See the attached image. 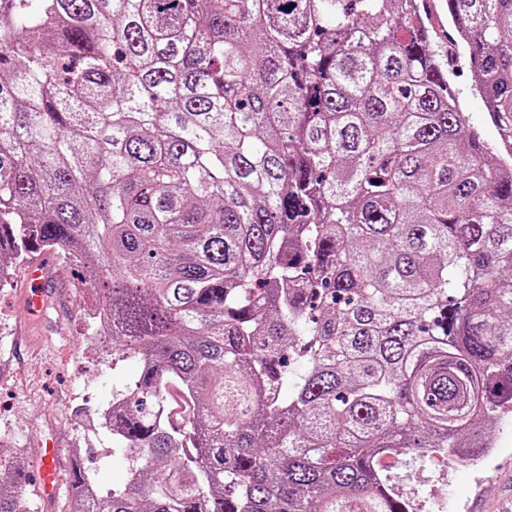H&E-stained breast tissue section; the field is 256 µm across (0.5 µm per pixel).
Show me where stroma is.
I'll list each match as a JSON object with an SVG mask.
<instances>
[{
    "instance_id": "35a3bbf8",
    "label": "stroma",
    "mask_w": 512,
    "mask_h": 512,
    "mask_svg": "<svg viewBox=\"0 0 512 512\" xmlns=\"http://www.w3.org/2000/svg\"><path fill=\"white\" fill-rule=\"evenodd\" d=\"M435 39L448 54L450 81L463 111L495 156L506 155L504 137L472 93L466 59L449 32H436ZM33 264L46 273L47 301L44 313L30 317L27 298L34 285L27 270ZM78 272L63 255L45 251L15 265L12 277L0 286V438L22 450L20 465L29 478L24 493L34 512H62L75 453H91L100 490L123 484L127 476L126 459L105 454L112 436L96 413L111 403L115 389L136 377L138 365L133 360L113 363L111 354L91 345L84 314L93 297L76 287ZM491 441L495 450L487 484L475 467L456 465L442 455L418 457L400 486L415 512H430L431 502L443 497L447 512H498L512 495V415L503 416ZM48 444L59 450L53 494L39 479L41 450Z\"/></svg>"
}]
</instances>
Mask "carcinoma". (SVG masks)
<instances>
[{
    "instance_id": "carcinoma-1",
    "label": "carcinoma",
    "mask_w": 512,
    "mask_h": 512,
    "mask_svg": "<svg viewBox=\"0 0 512 512\" xmlns=\"http://www.w3.org/2000/svg\"><path fill=\"white\" fill-rule=\"evenodd\" d=\"M512 138V0H447ZM419 0H0V281L81 268L138 375L66 512H413L381 448L512 412V160ZM176 391L184 410L173 414ZM0 445V512H31ZM421 1L425 11L429 14L430 9L427 2L432 1L431 14L433 15L434 21L443 28L445 23L448 26V32L438 31L436 29H434V32L431 28L430 29L434 39L439 42L438 44L442 46L443 51H447L448 59L452 61L449 69V77L453 88L458 94L463 111L469 112L473 124L494 147V157L499 159L501 156H505L507 154L505 140L507 139L501 136L500 131L489 117L488 112H484L479 97L473 95L471 90V76L467 70L468 63L463 55L459 56L457 48L451 42V33L453 31L451 24L448 22V2L446 0ZM435 2L440 3V12L437 11Z\"/></svg>"
}]
</instances>
